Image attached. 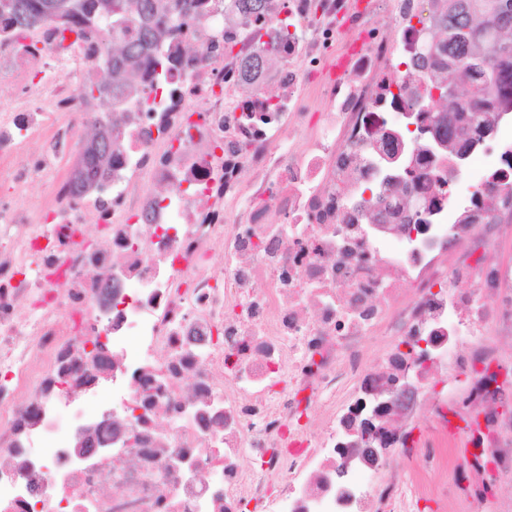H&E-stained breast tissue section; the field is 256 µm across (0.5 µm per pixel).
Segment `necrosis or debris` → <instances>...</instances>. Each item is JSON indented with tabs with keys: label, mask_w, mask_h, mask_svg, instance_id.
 Masks as SVG:
<instances>
[{
	"label": "necrosis or debris",
	"mask_w": 512,
	"mask_h": 512,
	"mask_svg": "<svg viewBox=\"0 0 512 512\" xmlns=\"http://www.w3.org/2000/svg\"><path fill=\"white\" fill-rule=\"evenodd\" d=\"M440 6L272 0L258 22L188 0L164 79L141 60L102 106L82 90L110 24L0 20V512H417L460 395L512 470L489 370L512 270L471 261L512 222V144L447 186L448 155L407 185L373 166L433 79ZM88 126L112 156L79 191Z\"/></svg>",
	"instance_id": "obj_1"
}]
</instances>
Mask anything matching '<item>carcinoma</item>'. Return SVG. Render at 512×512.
<instances>
[{
  "label": "carcinoma",
  "instance_id": "cac0c4a2",
  "mask_svg": "<svg viewBox=\"0 0 512 512\" xmlns=\"http://www.w3.org/2000/svg\"><path fill=\"white\" fill-rule=\"evenodd\" d=\"M161 0H0V16L6 15L21 28L78 17L84 21H112V45L107 47L112 76H121L154 50L166 20L159 12ZM237 9L261 19L269 0H231ZM448 9L438 19L445 34L429 57L450 58L458 63L456 74L429 86L426 98L457 109L458 98L448 97V88L458 87L456 75L468 81L474 103L463 110L474 128L502 112H512V0H446ZM495 52L492 67L485 65ZM124 91L119 81L83 88L86 97ZM112 151L107 131L99 129L86 143L75 172L78 187L104 175Z\"/></svg>",
  "mask_w": 512,
  "mask_h": 512
}]
</instances>
